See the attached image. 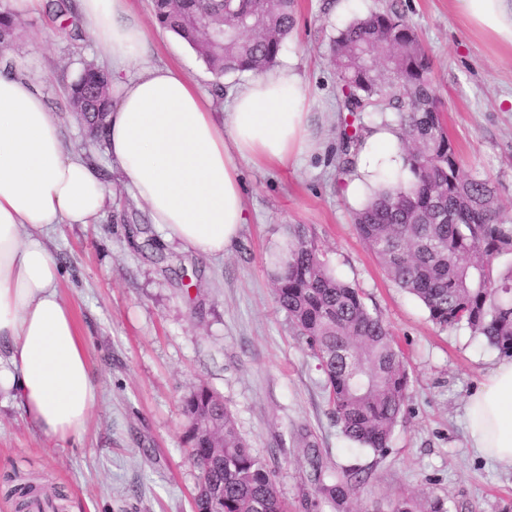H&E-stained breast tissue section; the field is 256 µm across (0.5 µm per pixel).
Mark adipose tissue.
I'll return each mask as SVG.
<instances>
[{
    "label": "adipose tissue",
    "instance_id": "ef3b65f1",
    "mask_svg": "<svg viewBox=\"0 0 512 512\" xmlns=\"http://www.w3.org/2000/svg\"><path fill=\"white\" fill-rule=\"evenodd\" d=\"M475 25L512 48V0H456ZM81 23L112 71L106 153L165 238L223 256L248 221L240 162L287 166L309 146L307 94L293 65L236 88L216 116L197 86L143 51L130 0H80ZM394 128L375 125L344 195L365 204L388 171H401ZM109 188L67 149L28 79L0 74V392L46 437H80L100 399L84 339L59 293L48 247L62 224H92ZM471 448L512 469V362L493 368L465 406Z\"/></svg>",
    "mask_w": 512,
    "mask_h": 512
}]
</instances>
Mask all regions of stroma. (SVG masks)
I'll return each instance as SVG.
<instances>
[{"mask_svg": "<svg viewBox=\"0 0 512 512\" xmlns=\"http://www.w3.org/2000/svg\"><path fill=\"white\" fill-rule=\"evenodd\" d=\"M396 7L424 45L432 82L462 169L492 180L512 219V50L475 27L455 0H297L296 27L279 64H294L307 90L312 147L288 166L241 164L250 216L223 257L195 256L164 240L125 189L103 142L90 141L69 112L66 88L83 64H99L86 29L46 11L23 16L0 71L33 80L67 147L83 152L111 190L95 224H63L48 242L62 268L60 292L88 346L101 388L81 438L40 435L0 398V480L18 472L61 487L66 512H192L199 471L183 441L182 402L205 386L233 413L253 452L276 474L288 512H334L318 503L309 463L361 470L362 512H393L406 497L438 498L446 512H512V470L475 454L464 411L468 397L503 357L464 328L434 325L420 302L397 287L358 237L353 207L336 173V70L329 42L355 17ZM147 55L172 66L211 100L206 63L155 21L151 0H132ZM302 224L324 259L361 288L369 310L403 352L409 399L384 453L341 432L317 359L275 301L268 257L289 225Z\"/></svg>", "mask_w": 512, "mask_h": 512, "instance_id": "obj_1", "label": "stroma"}]
</instances>
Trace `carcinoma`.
Masks as SVG:
<instances>
[{"label":"carcinoma","mask_w":512,"mask_h":512,"mask_svg":"<svg viewBox=\"0 0 512 512\" xmlns=\"http://www.w3.org/2000/svg\"><path fill=\"white\" fill-rule=\"evenodd\" d=\"M296 0H152L158 23L178 34L210 72L262 73L270 69L295 26ZM224 27L209 39L203 22ZM19 19L0 12V50L13 45ZM342 108L351 115L394 112L412 180L383 184L354 213L361 240L391 280L415 296L442 328H466L512 357V221L504 218L494 183L461 168L442 122L430 79V61L415 30L395 9L375 10L338 32L330 43ZM109 74L92 65L69 85L70 111L90 136L106 127ZM337 169H353L362 137L341 132ZM276 302L295 335L318 359L342 434L377 453L389 447L408 399L404 355L385 322L372 314L360 289L338 278L302 224L270 255ZM185 441L201 477L198 512H288L276 475L238 431L233 414L207 387L183 402ZM318 499L336 512H354L360 472L328 475L315 464ZM16 508L55 488L24 481L10 490ZM394 512H445L443 503L405 499Z\"/></svg>","instance_id":"carcinoma-1"}]
</instances>
